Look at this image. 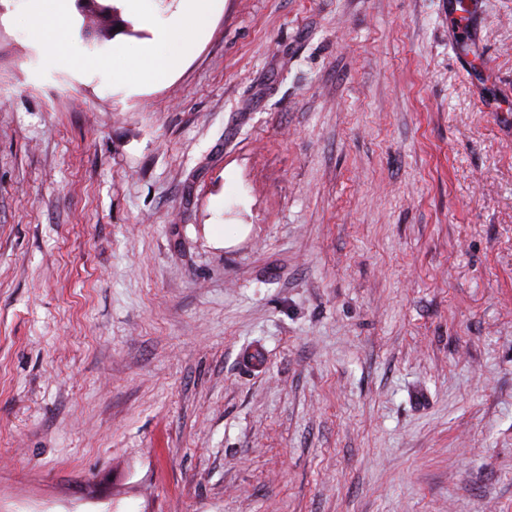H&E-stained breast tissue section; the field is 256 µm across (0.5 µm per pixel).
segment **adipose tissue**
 Listing matches in <instances>:
<instances>
[{
  "label": "adipose tissue",
  "mask_w": 512,
  "mask_h": 512,
  "mask_svg": "<svg viewBox=\"0 0 512 512\" xmlns=\"http://www.w3.org/2000/svg\"><path fill=\"white\" fill-rule=\"evenodd\" d=\"M123 2L127 13L151 19V37L141 44L138 58L128 68L124 81L127 89L132 91L170 76L193 51L223 5L222 0H180L176 11L162 17L153 15L152 0ZM24 8L36 17L35 24L40 31L38 47L47 63H79L103 77H110L109 60L122 55V42H115L108 57L59 54L58 46L68 27L71 0H26Z\"/></svg>",
  "instance_id": "obj_1"
}]
</instances>
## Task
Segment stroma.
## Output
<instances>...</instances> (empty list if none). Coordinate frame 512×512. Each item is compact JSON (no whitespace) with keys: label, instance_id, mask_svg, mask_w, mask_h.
<instances>
[{"label":"stroma","instance_id":"obj_1","mask_svg":"<svg viewBox=\"0 0 512 512\" xmlns=\"http://www.w3.org/2000/svg\"><path fill=\"white\" fill-rule=\"evenodd\" d=\"M223 2L0 0V512H512V0ZM26 11L36 15L35 26L40 31L38 47L43 59L49 64L82 65L110 80L111 65L108 56L87 57L58 53V46L64 39L68 27L72 0H24ZM168 16H153L151 38L140 45L137 60L127 69L125 86L136 91L170 76L207 31L222 0H179Z\"/></svg>","mask_w":512,"mask_h":512}]
</instances>
